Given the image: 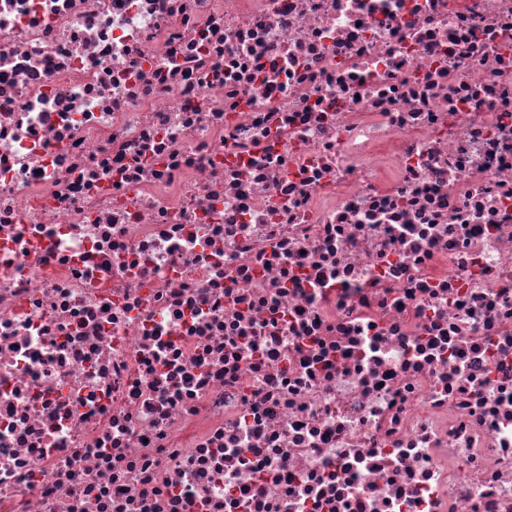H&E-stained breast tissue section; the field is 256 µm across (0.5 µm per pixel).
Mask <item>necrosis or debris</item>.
I'll return each mask as SVG.
<instances>
[{"instance_id":"4bbe7bcc","label":"necrosis or debris","mask_w":512,"mask_h":512,"mask_svg":"<svg viewBox=\"0 0 512 512\" xmlns=\"http://www.w3.org/2000/svg\"><path fill=\"white\" fill-rule=\"evenodd\" d=\"M0 512H512V0H0Z\"/></svg>"}]
</instances>
